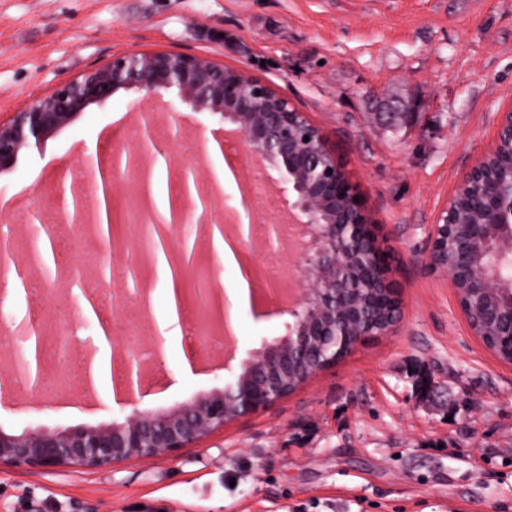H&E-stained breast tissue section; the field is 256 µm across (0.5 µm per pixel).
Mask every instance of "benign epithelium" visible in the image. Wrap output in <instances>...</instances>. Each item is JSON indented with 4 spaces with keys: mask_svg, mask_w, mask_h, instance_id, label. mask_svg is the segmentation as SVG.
Wrapping results in <instances>:
<instances>
[{
    "mask_svg": "<svg viewBox=\"0 0 512 512\" xmlns=\"http://www.w3.org/2000/svg\"><path fill=\"white\" fill-rule=\"evenodd\" d=\"M142 93L135 104L145 123L153 108L145 103L173 90L165 111L218 115L232 125L239 147L260 162L265 176L276 186L284 210L293 218L295 258L290 266L294 288L280 314L288 316L286 334L247 353L239 368L228 369L224 386L165 411L142 409L139 401L147 369L130 345L103 327L110 349L115 379V402L130 412L108 423L57 431L38 429L20 434L0 428V468L59 472L66 469H111L131 459H167L183 448H194L227 422L265 409L290 395L289 367L310 361V376L350 355L365 340L395 335L401 323V303L391 268L374 231L364 201L344 164L322 130L287 97L245 69L229 68L204 55L180 52H128L107 64L60 84L51 93L32 98L9 118H0V172L13 168L20 155L40 147L49 137L79 118L91 105L103 106L119 90ZM309 140H304V137ZM508 142L512 154V107L498 113L496 135L463 173L456 192L470 191L477 209L461 213L447 204L433 225L428 267L448 275L462 315L474 336L488 350L487 336L512 342V281L501 278L499 264L512 258V170L506 179H491V163ZM201 165H168L178 183L179 206L173 209L168 244H176L177 273L182 290H194L204 308L211 296H224L220 278L223 265L212 246L206 264L196 254L185 257L189 240L199 245L213 226L224 229L216 214L223 194L219 165L211 157L208 140H201ZM153 164L134 148L122 147L102 164L86 155L87 178L102 187L106 201L107 230H102L98 200L84 189L60 188L65 210L58 219L77 237L94 238L101 249L112 252L116 188L124 175L136 170L151 175ZM370 239L376 262L362 260L354 246ZM142 242H134V255L124 261L136 274L135 287L126 275L119 302L138 306L152 317L146 305L158 270L151 278L140 270ZM88 357L85 376L94 393L111 392L96 387L92 361L99 352L93 339L83 341Z\"/></svg>",
    "mask_w": 512,
    "mask_h": 512,
    "instance_id": "1",
    "label": "benign epithelium"
}]
</instances>
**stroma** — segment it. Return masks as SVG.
Returning a JSON list of instances; mask_svg holds the SVG:
<instances>
[{
	"instance_id": "stroma-1",
	"label": "stroma",
	"mask_w": 512,
	"mask_h": 512,
	"mask_svg": "<svg viewBox=\"0 0 512 512\" xmlns=\"http://www.w3.org/2000/svg\"><path fill=\"white\" fill-rule=\"evenodd\" d=\"M206 55L243 67L305 112L336 147L377 226L402 303L397 334L367 341L270 408L240 418L173 459L109 470H0V512H512V364L472 336L447 277L426 266L433 224L512 106V0H0V115L130 51ZM135 91L91 106L0 173V225L18 250L40 245L59 183L84 182L86 150L123 146ZM406 121L378 123L377 113ZM219 117L158 112L155 140L174 165L180 139L213 137ZM127 345L149 346L134 308L114 317L110 286L53 279L33 298L46 320L78 325L83 294ZM279 315L242 313L238 350L283 335ZM165 366L140 405L165 410L220 387L202 356L164 335ZM107 397L43 406L0 401V428L95 426Z\"/></svg>"
}]
</instances>
